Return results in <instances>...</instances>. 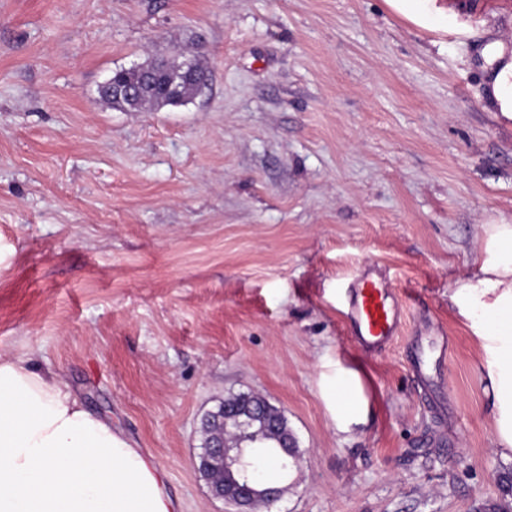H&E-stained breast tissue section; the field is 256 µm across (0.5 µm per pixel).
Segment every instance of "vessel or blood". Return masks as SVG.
Wrapping results in <instances>:
<instances>
[{
	"instance_id": "obj_1",
	"label": "vessel or blood",
	"mask_w": 512,
	"mask_h": 512,
	"mask_svg": "<svg viewBox=\"0 0 512 512\" xmlns=\"http://www.w3.org/2000/svg\"><path fill=\"white\" fill-rule=\"evenodd\" d=\"M398 290L377 269L360 271L349 285L347 327L355 342L376 352L398 336L405 323Z\"/></svg>"
}]
</instances>
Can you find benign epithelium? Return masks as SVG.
Here are the masks:
<instances>
[{"label": "benign epithelium", "mask_w": 512, "mask_h": 512, "mask_svg": "<svg viewBox=\"0 0 512 512\" xmlns=\"http://www.w3.org/2000/svg\"><path fill=\"white\" fill-rule=\"evenodd\" d=\"M211 419L224 425V434L210 442L200 459L199 470L208 477L212 495L232 506L233 512H248L258 502L277 500L281 488L248 478L240 470L243 443L259 436L271 440L283 468H296L300 454L292 434L284 432L249 393L239 394L231 406H221Z\"/></svg>", "instance_id": "1"}]
</instances>
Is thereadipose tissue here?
I'll return each instance as SVG.
<instances>
[{
    "label": "adipose tissue",
    "mask_w": 512,
    "mask_h": 512,
    "mask_svg": "<svg viewBox=\"0 0 512 512\" xmlns=\"http://www.w3.org/2000/svg\"><path fill=\"white\" fill-rule=\"evenodd\" d=\"M429 31L470 30L466 0H385ZM485 103L512 120V53L495 24L480 49ZM478 274L458 279L450 300L481 354L496 453L512 460V222L482 224ZM321 395L337 433L366 421L359 374L336 365ZM153 460L88 411L56 372L0 356V512H181Z\"/></svg>",
    "instance_id": "ef3b65f1"
}]
</instances>
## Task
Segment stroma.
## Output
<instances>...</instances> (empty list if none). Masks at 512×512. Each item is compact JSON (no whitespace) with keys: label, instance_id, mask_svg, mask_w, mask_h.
<instances>
[{"label":"stroma","instance_id":"obj_1","mask_svg":"<svg viewBox=\"0 0 512 512\" xmlns=\"http://www.w3.org/2000/svg\"><path fill=\"white\" fill-rule=\"evenodd\" d=\"M469 35L384 0H0V354L61 372L150 453L183 512H225L201 422L266 398L301 461L255 512H512L480 351L448 304L479 226L512 217V120L475 55L512 0H468ZM197 47L190 101L103 104L112 72ZM376 266L408 300L376 354L347 286ZM443 384L413 375L427 327ZM359 371L368 420L336 433L325 363Z\"/></svg>","mask_w":512,"mask_h":512}]
</instances>
